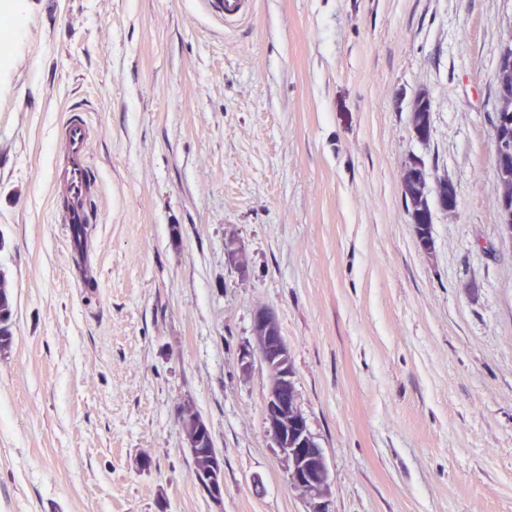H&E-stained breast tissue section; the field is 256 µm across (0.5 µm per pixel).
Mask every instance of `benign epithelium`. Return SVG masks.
<instances>
[{"mask_svg":"<svg viewBox=\"0 0 512 512\" xmlns=\"http://www.w3.org/2000/svg\"><path fill=\"white\" fill-rule=\"evenodd\" d=\"M426 96L414 99L411 108L412 131L425 141L428 134L417 113L426 107ZM495 153L502 176L512 178V112L501 115L494 129ZM428 172L417 159L405 163L401 174L402 191L422 190L434 194L438 207L447 212L457 208V198L451 183L438 180L428 185ZM253 335L261 362L269 371L265 399V431L271 439L288 473V483L298 491L310 506L309 512H328L325 497L329 488V467L323 449L312 437L307 419L298 409L295 393L294 370L288 345L273 311L259 309L253 318ZM202 467L196 481L204 493L214 501L224 498L222 461L215 448L200 453Z\"/></svg>","mask_w":512,"mask_h":512,"instance_id":"1","label":"benign epithelium"}]
</instances>
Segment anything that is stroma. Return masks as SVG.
<instances>
[{
    "label": "stroma",
    "mask_w": 512,
    "mask_h": 512,
    "mask_svg": "<svg viewBox=\"0 0 512 512\" xmlns=\"http://www.w3.org/2000/svg\"><path fill=\"white\" fill-rule=\"evenodd\" d=\"M0 0V512H307L263 422L275 312L328 512H512V244L491 121L512 0ZM431 102L427 141L411 104ZM94 129L95 285L58 196ZM454 187L420 247L405 162ZM224 459L202 493L181 409ZM148 468H140L141 458ZM209 2L222 13L225 26L233 25L247 17L254 4V0H209ZM426 98L427 97L424 95L417 96L414 99L411 108L412 131L416 138L420 141H425L428 138V134L426 133L423 123L429 128L431 105L429 106L426 112H422L427 105ZM418 112H421V119L423 123L418 121L417 119ZM67 112L58 128L63 156L56 175L63 190L54 207V214L58 224L68 225L66 253L72 265L80 269L79 276L73 282L79 288H88L91 277L82 271L89 250L90 224L97 222L93 203L99 191L89 156L93 131L81 105H73ZM80 224L86 225L87 235H75L74 227ZM12 295L8 281L0 271V350L7 348L12 340Z\"/></svg>",
    "instance_id": "1"
}]
</instances>
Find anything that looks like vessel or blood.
<instances>
[{
	"instance_id": "b4317fda",
	"label": "vessel or blood",
	"mask_w": 512,
	"mask_h": 512,
	"mask_svg": "<svg viewBox=\"0 0 512 512\" xmlns=\"http://www.w3.org/2000/svg\"><path fill=\"white\" fill-rule=\"evenodd\" d=\"M214 8L222 13L225 25H233L247 17L254 0H211ZM92 126L82 106L69 109L65 120L58 128L63 156L57 168V179L62 192L54 207L58 223L68 225L66 253L73 266L85 263L89 250L88 238L75 234L77 225L96 223L93 203L98 196L99 185L90 162L89 145Z\"/></svg>"
}]
</instances>
